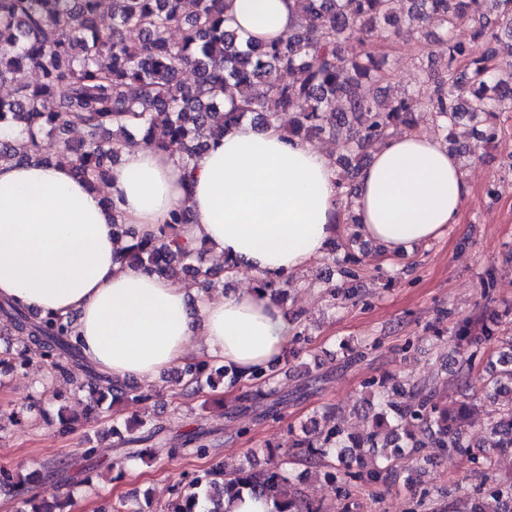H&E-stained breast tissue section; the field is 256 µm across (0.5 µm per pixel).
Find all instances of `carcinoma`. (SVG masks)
Returning <instances> with one entry per match:
<instances>
[{"label": "carcinoma", "mask_w": 512, "mask_h": 512, "mask_svg": "<svg viewBox=\"0 0 512 512\" xmlns=\"http://www.w3.org/2000/svg\"><path fill=\"white\" fill-rule=\"evenodd\" d=\"M296 2L301 25L263 45L243 42L227 23L224 0H194L189 13L184 0H112L108 16L99 0H0V85L15 91L14 97L0 99V127L25 134L19 141L0 138V160L46 162L48 138L78 176L103 181L132 129L142 134L146 147L176 148L188 166L245 116L271 127L291 113L295 120L287 139L302 142L315 134L345 144L347 155L337 160L338 209L343 223L352 225L346 251L363 248L354 189L345 184L369 161L367 148L412 130L414 113L422 106L439 137L460 156L474 157L481 145L497 138V113L512 112V0H486L488 15L473 21L474 44L451 38L469 20L465 0ZM173 29L181 31L178 42L169 39ZM357 29L365 38L350 54L345 45ZM378 29L433 36L434 54L446 59L443 72L425 77L412 90L388 94V54L372 40ZM131 31L140 34L139 41L127 39ZM185 70L196 74L191 86L179 83ZM237 90L246 97L237 100ZM464 120L480 127L474 144L459 145L453 138ZM78 126L84 135L73 141L68 134ZM112 223L117 235L131 237L121 261L161 276L178 270L208 288L220 280V271L201 264L204 247L173 234L175 226L192 223L189 208L174 210L168 223L145 236L133 235L115 214ZM334 263L343 283L359 279L358 260ZM0 336L7 337L0 365L23 366L36 356L53 369L80 366L84 380L78 391L90 408L107 400L145 403L152 398L87 362L69 316L41 318L19 304L0 302ZM455 336L472 353L465 390L453 404L446 402L438 379L413 384L399 404L389 401L383 382L366 380L364 393L377 406L366 435L347 432L335 409L326 406L299 428L289 427V448L266 469L215 464L201 475H181L163 512H196L201 500L210 504L206 512H229L224 504L245 493L271 504V512H322L321 505L305 498L293 466L304 464L316 477L333 481L345 501L366 487L396 481L399 461L407 456L429 461L427 448L462 456L484 476L472 494L450 496L431 512H512V477L492 475L495 452L512 447V333L497 338L493 351L483 350L494 333L482 314L459 320ZM481 365L485 374L473 378L472 370ZM216 374L231 387H246L239 400L260 418L281 417L288 396L273 386L272 370L245 377L223 367L213 371L204 363L190 364L182 371L180 397L198 398ZM500 399L504 403L485 423L478 450H471L466 431L479 404ZM165 429L144 412L126 421L129 436L115 426L112 433L123 445H145L129 457L146 461L154 458L147 443ZM183 447L207 457L214 443L210 433L194 430L184 435ZM67 505L29 496L17 512H66Z\"/></svg>", "instance_id": "obj_1"}]
</instances>
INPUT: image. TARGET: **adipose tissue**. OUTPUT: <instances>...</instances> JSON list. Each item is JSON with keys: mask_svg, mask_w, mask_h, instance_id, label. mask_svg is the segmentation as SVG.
I'll use <instances>...</instances> for the list:
<instances>
[{"mask_svg": "<svg viewBox=\"0 0 512 512\" xmlns=\"http://www.w3.org/2000/svg\"><path fill=\"white\" fill-rule=\"evenodd\" d=\"M227 13L261 43L300 21L295 0H228ZM467 193L461 162L439 137H389L356 179L359 231L401 254L458 223ZM338 195L324 152L245 121L188 166L170 150L122 148L102 192L65 160L0 162V299L75 316L86 360L120 381L153 379L191 356L265 370L293 333L282 307L245 289L190 306L187 286L114 260L112 218L148 234L188 206L184 239L275 279L323 256L340 230Z\"/></svg>", "mask_w": 512, "mask_h": 512, "instance_id": "1", "label": "adipose tissue"}]
</instances>
